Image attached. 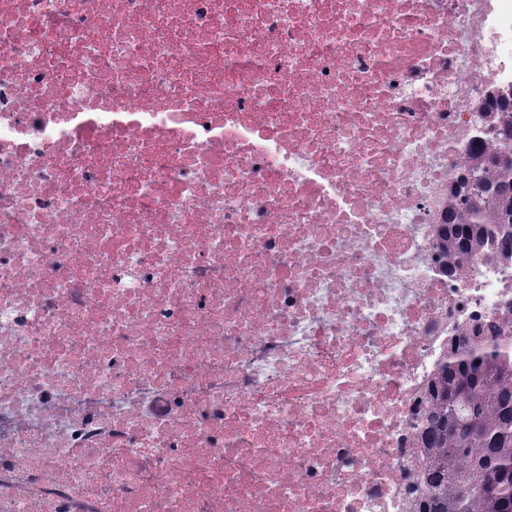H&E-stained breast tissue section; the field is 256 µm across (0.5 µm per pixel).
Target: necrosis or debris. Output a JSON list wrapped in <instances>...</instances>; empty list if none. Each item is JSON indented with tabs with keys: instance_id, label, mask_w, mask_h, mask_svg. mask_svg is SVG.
Masks as SVG:
<instances>
[{
	"instance_id": "4bbe7bcc",
	"label": "necrosis or debris",
	"mask_w": 512,
	"mask_h": 512,
	"mask_svg": "<svg viewBox=\"0 0 512 512\" xmlns=\"http://www.w3.org/2000/svg\"><path fill=\"white\" fill-rule=\"evenodd\" d=\"M494 90L512 0H0V512H408Z\"/></svg>"
}]
</instances>
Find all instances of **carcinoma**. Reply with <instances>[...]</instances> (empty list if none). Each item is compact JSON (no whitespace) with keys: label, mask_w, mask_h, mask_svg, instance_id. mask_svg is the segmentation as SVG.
<instances>
[{"label":"carcinoma","mask_w":512,"mask_h":512,"mask_svg":"<svg viewBox=\"0 0 512 512\" xmlns=\"http://www.w3.org/2000/svg\"><path fill=\"white\" fill-rule=\"evenodd\" d=\"M489 99L480 120L493 144L472 143L439 232L452 262L487 247L512 258V93ZM416 439L421 497L412 512H512V347L490 344L478 325L450 341Z\"/></svg>","instance_id":"cac0c4a2"}]
</instances>
